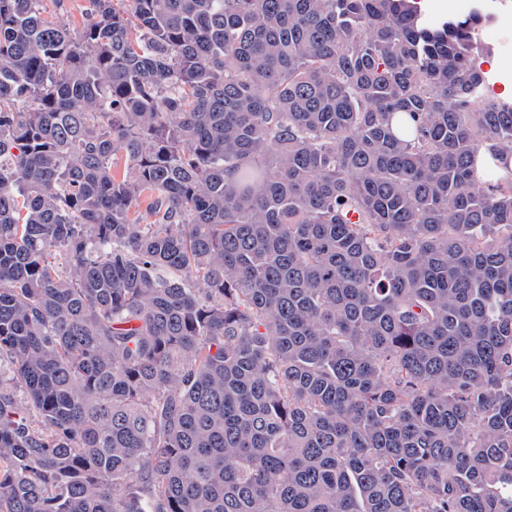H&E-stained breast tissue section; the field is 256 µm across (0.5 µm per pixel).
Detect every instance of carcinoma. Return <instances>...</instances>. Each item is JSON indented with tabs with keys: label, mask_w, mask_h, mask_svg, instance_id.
I'll use <instances>...</instances> for the list:
<instances>
[{
	"label": "carcinoma",
	"mask_w": 512,
	"mask_h": 512,
	"mask_svg": "<svg viewBox=\"0 0 512 512\" xmlns=\"http://www.w3.org/2000/svg\"><path fill=\"white\" fill-rule=\"evenodd\" d=\"M481 19L0 0V512H512ZM48 14L70 24L73 29H79L85 19L87 0H45Z\"/></svg>",
	"instance_id": "1"
}]
</instances>
